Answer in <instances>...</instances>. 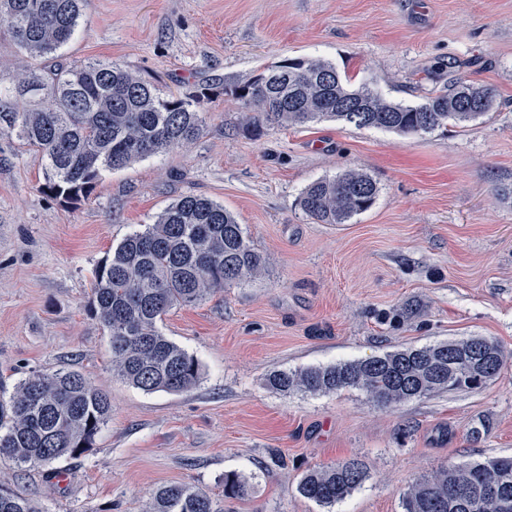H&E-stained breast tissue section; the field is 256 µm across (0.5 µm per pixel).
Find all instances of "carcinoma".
Here are the masks:
<instances>
[{
  "mask_svg": "<svg viewBox=\"0 0 512 512\" xmlns=\"http://www.w3.org/2000/svg\"><path fill=\"white\" fill-rule=\"evenodd\" d=\"M87 0H0V33L32 61L24 76L0 73L9 121L47 164L42 191L66 203L87 196L102 173L182 147L203 127L201 90L191 98L161 96L149 82L112 62H47L73 38ZM231 94L263 122L306 125L322 119L400 134L432 132L448 120L469 123L493 110L489 86L454 78L417 106L384 99L367 84L349 86L323 60L284 59ZM378 187L347 171L310 184L301 210L318 224H347L369 210ZM262 255L224 205L199 196L169 204L157 221L126 237L95 270L91 314L107 331L112 370L146 392L178 393L199 378V363L157 327L175 306H191L261 274ZM512 354L493 339L472 337L383 356L275 371L281 392L365 391L391 405L440 391L475 390L496 378ZM111 411L108 395L78 371L32 374L0 401V454L21 465L49 466L92 448ZM358 460L308 471L298 485L306 499L332 505L365 479ZM244 482L224 476V494L245 495ZM404 512H512V457L440 469L403 494ZM0 512H41L0 486ZM151 512H222L185 484L159 488Z\"/></svg>",
  "mask_w": 512,
  "mask_h": 512,
  "instance_id": "1",
  "label": "carcinoma"
}]
</instances>
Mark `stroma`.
Returning a JSON list of instances; mask_svg holds the SVG:
<instances>
[{
	"instance_id": "1",
	"label": "stroma",
	"mask_w": 512,
	"mask_h": 512,
	"mask_svg": "<svg viewBox=\"0 0 512 512\" xmlns=\"http://www.w3.org/2000/svg\"><path fill=\"white\" fill-rule=\"evenodd\" d=\"M60 55L209 99L191 144L103 173L73 205L43 193L37 152L0 112V399L31 374L75 370L111 402L92 448L56 476L0 456V485L42 512H147L169 484L224 512H403L421 477L512 456V361L482 389L390 406L354 388L267 384L277 370L472 336L512 350V0H88ZM292 57L328 61L396 104L454 77L492 86L496 104L422 135L331 120L253 132L229 87ZM349 169L377 182L375 204L349 224L307 217V186ZM189 195L232 211L266 268L167 312L158 328L200 378L145 392L112 372L92 277ZM349 459L367 477L344 500L299 495L307 470ZM230 471L246 497L225 496Z\"/></svg>"
}]
</instances>
